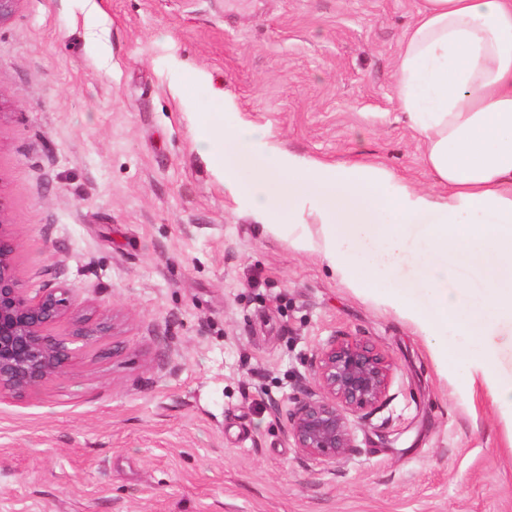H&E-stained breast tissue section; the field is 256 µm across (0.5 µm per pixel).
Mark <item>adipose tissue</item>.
<instances>
[{"label":"adipose tissue","instance_id":"obj_1","mask_svg":"<svg viewBox=\"0 0 512 512\" xmlns=\"http://www.w3.org/2000/svg\"><path fill=\"white\" fill-rule=\"evenodd\" d=\"M395 99L435 192L377 163L267 147L220 112L201 115L197 143L265 230L431 337L438 366L463 364L512 415L497 342L512 335V0H422Z\"/></svg>","mask_w":512,"mask_h":512}]
</instances>
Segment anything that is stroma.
Instances as JSON below:
<instances>
[{
	"label": "stroma",
	"mask_w": 512,
	"mask_h": 512,
	"mask_svg": "<svg viewBox=\"0 0 512 512\" xmlns=\"http://www.w3.org/2000/svg\"><path fill=\"white\" fill-rule=\"evenodd\" d=\"M21 0L0 26V196L25 287L114 334L0 401V512H512V416L393 310L264 231L195 116L433 190L394 63L420 0ZM367 341L384 403L337 462L287 415L318 349Z\"/></svg>",
	"instance_id": "obj_1"
}]
</instances>
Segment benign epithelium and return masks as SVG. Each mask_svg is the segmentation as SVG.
<instances>
[{"label": "benign epithelium", "instance_id": "7a95c632", "mask_svg": "<svg viewBox=\"0 0 512 512\" xmlns=\"http://www.w3.org/2000/svg\"><path fill=\"white\" fill-rule=\"evenodd\" d=\"M18 235L0 197V400L21 398L42 383L66 376L76 359L72 344L91 346L114 326L82 314L67 288L30 294L17 269ZM63 322L69 331L59 333ZM388 355L358 339H334L316 354L317 391L298 400L288 414V432L308 457L331 461L353 447L348 414L376 410L391 381Z\"/></svg>", "mask_w": 512, "mask_h": 512}]
</instances>
